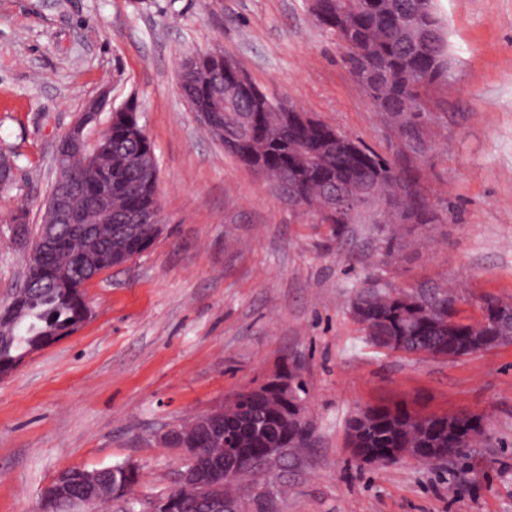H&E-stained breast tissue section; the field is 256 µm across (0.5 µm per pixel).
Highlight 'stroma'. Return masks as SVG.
<instances>
[{
	"mask_svg": "<svg viewBox=\"0 0 512 512\" xmlns=\"http://www.w3.org/2000/svg\"><path fill=\"white\" fill-rule=\"evenodd\" d=\"M447 83L429 93L430 147L404 148L317 26L307 0H0V306L24 279L25 241L56 178L55 141L86 103L137 100L159 166L162 230L84 289L73 335L0 379V512H39L66 467L131 459L138 494L167 492L180 466L162 431L287 364L300 365L313 443L288 465L282 512H512V344L457 360L366 341L350 306L377 280L455 287L462 318L482 297L512 303V0H437ZM220 51L253 83L410 169L437 220L409 224L385 254L383 224L336 229L213 140L182 98L178 64ZM408 400L483 414L463 461H357L359 407Z\"/></svg>",
	"mask_w": 512,
	"mask_h": 512,
	"instance_id": "35a3bbf8",
	"label": "stroma"
}]
</instances>
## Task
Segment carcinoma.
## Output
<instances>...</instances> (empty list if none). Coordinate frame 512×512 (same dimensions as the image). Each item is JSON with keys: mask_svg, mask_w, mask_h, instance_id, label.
<instances>
[{"mask_svg": "<svg viewBox=\"0 0 512 512\" xmlns=\"http://www.w3.org/2000/svg\"><path fill=\"white\" fill-rule=\"evenodd\" d=\"M324 2L329 22H321L319 26L335 36L345 49L344 63L357 80L370 81L374 111L389 120L403 136L416 135L415 126L426 117L427 91L448 78V32L434 0ZM219 86L224 87V150L248 166L244 146L251 140L265 144L268 177L278 187L294 191L310 204H323V186L332 178L336 186L360 199L362 206L368 199L375 202L387 199L405 209L420 207L424 209L422 223L434 222L435 216L413 173L356 142L344 150L329 145L328 126L324 124L316 128L297 127L286 110L287 100L269 96L258 111L252 100L232 89L229 77L221 69L213 73L209 85L191 86L187 97L202 99ZM152 151V142L141 139L138 106L112 113L107 132L94 146L95 161L84 178L85 194L73 196L81 223L101 228L104 245L89 262L80 258L83 250L79 237L63 234L52 260L56 282L30 295L34 303L22 315L15 331L17 339L0 343V371L13 368L28 347L69 335L82 320L83 306L76 292L86 279V267L93 265L99 271H106L130 259L122 234L102 219L97 195L102 190L107 193L115 216L154 205V185L141 188L137 194L126 193L128 185L142 179V160ZM70 181L69 167L64 164L57 167L53 193L69 192ZM355 297L364 302L356 322L365 337L374 336L383 344L394 341L400 351L408 354L448 349L452 346L451 337L464 333L469 336L512 334V316L491 308L481 310L477 321L459 320L456 297L447 290L414 295L419 309L443 317L448 322L446 328L424 315H403L400 300L392 296V289L378 281L363 282ZM402 414L401 403H395L392 411L385 404L377 408L375 424L371 426L351 419L348 435H357L362 447L385 454L408 440ZM250 424L256 429H273L288 447H297L296 432L279 426L259 399L246 405L239 423L224 424V434L237 436ZM413 442L424 463H435L438 448L453 449L449 457L454 459L465 455V449L456 448L435 419Z\"/></svg>", "mask_w": 512, "mask_h": 512, "instance_id": "carcinoma-1", "label": "carcinoma"}]
</instances>
